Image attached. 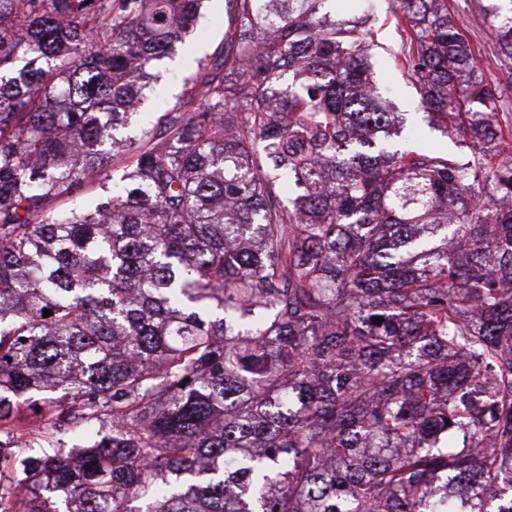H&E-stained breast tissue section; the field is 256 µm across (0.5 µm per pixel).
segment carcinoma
Instances as JSON below:
<instances>
[{"instance_id":"1","label":"carcinoma","mask_w":512,"mask_h":512,"mask_svg":"<svg viewBox=\"0 0 512 512\" xmlns=\"http://www.w3.org/2000/svg\"><path fill=\"white\" fill-rule=\"evenodd\" d=\"M325 2L224 0L131 136L205 0H0V512H512V102L398 0L472 151L403 146ZM226 27L224 0H210L199 20L194 39L180 46L172 57L156 62L155 71H160L162 75L158 88L162 96L151 98L140 112H159L168 104H174L181 93L184 79L196 72L198 62L224 47Z\"/></svg>"}]
</instances>
